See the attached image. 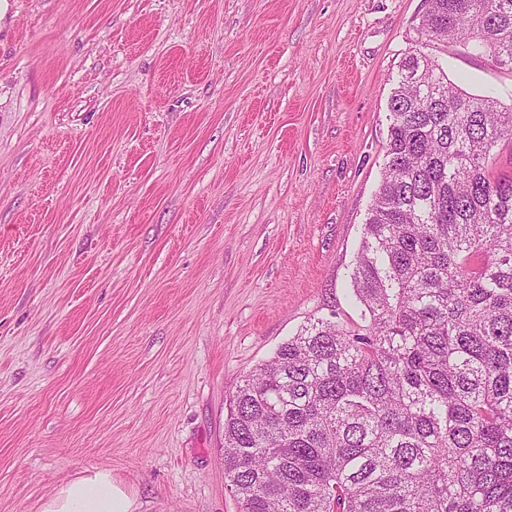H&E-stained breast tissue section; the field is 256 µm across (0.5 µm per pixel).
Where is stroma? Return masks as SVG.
I'll return each mask as SVG.
<instances>
[{
  "label": "stroma",
  "mask_w": 512,
  "mask_h": 512,
  "mask_svg": "<svg viewBox=\"0 0 512 512\" xmlns=\"http://www.w3.org/2000/svg\"><path fill=\"white\" fill-rule=\"evenodd\" d=\"M427 0H0V512H240L226 401L349 284ZM43 512H135L130 496L106 470L86 472L58 490Z\"/></svg>",
  "instance_id": "stroma-1"
}]
</instances>
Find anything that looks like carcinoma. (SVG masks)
<instances>
[{"instance_id":"obj_1","label":"carcinoma","mask_w":512,"mask_h":512,"mask_svg":"<svg viewBox=\"0 0 512 512\" xmlns=\"http://www.w3.org/2000/svg\"><path fill=\"white\" fill-rule=\"evenodd\" d=\"M425 35L512 62V0H429ZM350 273L367 324L318 317L224 419L240 512H512V107L401 65ZM493 159L489 171L493 177L512 176V141L503 139L492 151Z\"/></svg>"}]
</instances>
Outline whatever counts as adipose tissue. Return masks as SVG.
Segmentation results:
<instances>
[{
  "instance_id": "adipose-tissue-1",
  "label": "adipose tissue",
  "mask_w": 512,
  "mask_h": 512,
  "mask_svg": "<svg viewBox=\"0 0 512 512\" xmlns=\"http://www.w3.org/2000/svg\"><path fill=\"white\" fill-rule=\"evenodd\" d=\"M44 512H134L130 496L106 470L73 479L46 503Z\"/></svg>"
}]
</instances>
